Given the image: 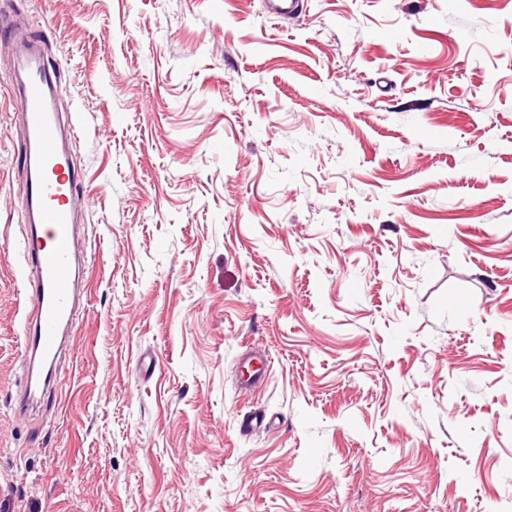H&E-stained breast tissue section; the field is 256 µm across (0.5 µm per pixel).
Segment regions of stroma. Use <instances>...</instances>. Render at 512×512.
I'll list each match as a JSON object with an SVG mask.
<instances>
[{"instance_id":"stroma-1","label":"stroma","mask_w":512,"mask_h":512,"mask_svg":"<svg viewBox=\"0 0 512 512\" xmlns=\"http://www.w3.org/2000/svg\"><path fill=\"white\" fill-rule=\"evenodd\" d=\"M302 2L0 0L91 200L21 419L0 34V512H512V0ZM270 360L267 354L252 353L240 361L239 385L242 389L251 390L261 386L270 368Z\"/></svg>"}]
</instances>
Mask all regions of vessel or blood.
Here are the masks:
<instances>
[{"label": "vessel or blood", "mask_w": 512, "mask_h": 512, "mask_svg": "<svg viewBox=\"0 0 512 512\" xmlns=\"http://www.w3.org/2000/svg\"><path fill=\"white\" fill-rule=\"evenodd\" d=\"M27 46L32 54L25 76L13 86L19 102L17 120L26 172L23 230L18 244L23 292L30 302L21 324L24 381L17 407L22 412L35 397L36 364L55 363L67 339L74 336L84 300L77 278L83 259L78 215L90 206L80 189L83 173L69 148L75 127L65 124L56 107L63 88L42 62L38 41L28 40ZM269 367L266 354L243 358L239 364L240 387L250 390L261 386Z\"/></svg>", "instance_id": "1"}]
</instances>
